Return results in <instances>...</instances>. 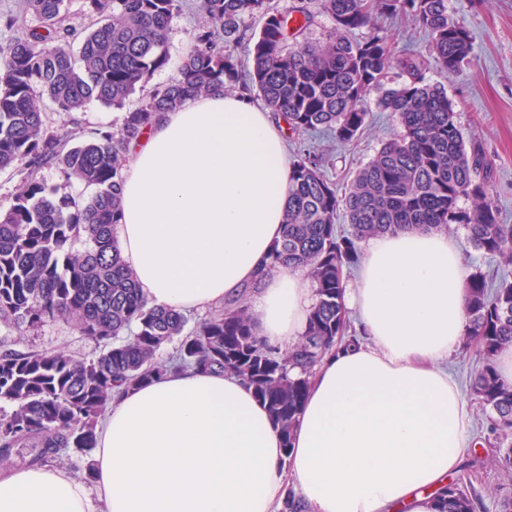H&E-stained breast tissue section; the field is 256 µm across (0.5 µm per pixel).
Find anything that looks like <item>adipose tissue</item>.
Instances as JSON below:
<instances>
[{"instance_id":"ef3b65f1","label":"adipose tissue","mask_w":512,"mask_h":512,"mask_svg":"<svg viewBox=\"0 0 512 512\" xmlns=\"http://www.w3.org/2000/svg\"><path fill=\"white\" fill-rule=\"evenodd\" d=\"M291 165L270 112L237 93L187 101L132 148L116 228L148 301L201 310L259 286L255 331L285 349L314 292L303 272L267 271ZM466 265L445 233L370 238L345 289L361 338L314 368L292 449L251 388L175 373L130 391L98 434L94 481L17 466L0 512H432L465 456L472 409L446 365L466 329Z\"/></svg>"}]
</instances>
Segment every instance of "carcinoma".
Masks as SVG:
<instances>
[{
	"instance_id": "carcinoma-1",
	"label": "carcinoma",
	"mask_w": 512,
	"mask_h": 512,
	"mask_svg": "<svg viewBox=\"0 0 512 512\" xmlns=\"http://www.w3.org/2000/svg\"><path fill=\"white\" fill-rule=\"evenodd\" d=\"M183 0H85L94 22L77 34L63 25L65 0H24L32 22L0 47V172L25 173L12 207L0 213V323L33 327L63 320L95 341L100 353L77 360L62 350H0V469L53 464L97 445V426L123 393L186 370L232 373L266 403L285 451L307 396L309 375L336 340L349 337L343 303L344 268L358 262L359 244L385 233L464 226L478 251L512 264V225L481 178L483 158L466 151L454 106L444 88L424 82V57L398 54L375 27L379 16L409 15L427 33L430 54L447 77L458 75L472 53L468 29L448 13V0H317L333 27L313 44L309 0L280 12L270 0H199L209 24L196 29L178 75L127 113L120 130L98 129L73 142L51 132L41 102L78 112L95 99L121 108L155 71L168 64L167 36ZM264 27L249 49L253 69L244 88L258 90L265 107L295 133L328 131L341 143L363 131L367 92L389 70L409 81L385 90L379 105L394 113L400 132L357 172L344 193L311 152L293 160L286 224L268 269L288 264L310 277L316 302L304 334L284 353L262 344L244 299L190 322L188 313L149 305L125 264L115 229L121 220L122 170L129 145L144 129L188 99L240 83L231 46L244 19ZM367 30L355 38V32ZM81 39L79 57L71 43ZM53 167L66 185L94 193L79 201L57 196L38 178ZM475 200L461 212L459 200ZM345 214L350 232H338ZM84 238L90 247L74 250ZM468 329L462 349L477 343L484 362L470 392L488 417L495 439L491 465L512 485V385L495 369L498 352L512 345V280L468 279ZM176 342L167 358L158 357ZM298 373H293V370ZM435 512L487 509L471 474L450 481L434 497Z\"/></svg>"
}]
</instances>
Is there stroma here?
Listing matches in <instances>:
<instances>
[{
  "instance_id": "35a3bbf8",
  "label": "stroma",
  "mask_w": 512,
  "mask_h": 512,
  "mask_svg": "<svg viewBox=\"0 0 512 512\" xmlns=\"http://www.w3.org/2000/svg\"><path fill=\"white\" fill-rule=\"evenodd\" d=\"M448 11L461 17L470 32V62L453 78L431 63L423 77L426 83L444 86L455 105V120L467 149L477 151L486 162L482 175L500 219L512 224V0H448ZM206 22L196 0H185L168 33L167 66L154 72L123 108L92 100L82 111L65 113L46 101L42 104L46 124L54 129L78 130L83 137L104 126L119 128L128 111L136 109L156 87L176 77L194 30ZM379 97L376 90L366 96L365 127L354 142L343 144L319 133L295 134L288 138L289 157L304 149L314 151L323 158L324 170L338 189L347 188L357 169L400 130L396 116L379 106ZM0 341L24 351L61 349L76 358H90L98 352L93 340L63 321L23 332L0 324Z\"/></svg>"
}]
</instances>
